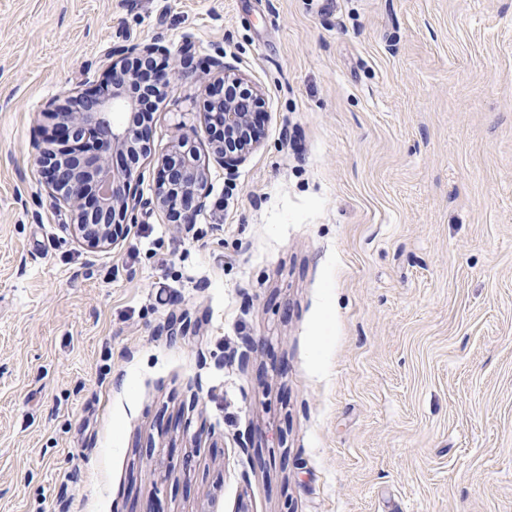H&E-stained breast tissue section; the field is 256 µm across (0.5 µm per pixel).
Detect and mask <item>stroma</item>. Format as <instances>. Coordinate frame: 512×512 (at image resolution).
Masks as SVG:
<instances>
[{
    "label": "stroma",
    "mask_w": 512,
    "mask_h": 512,
    "mask_svg": "<svg viewBox=\"0 0 512 512\" xmlns=\"http://www.w3.org/2000/svg\"><path fill=\"white\" fill-rule=\"evenodd\" d=\"M132 43L223 55L263 140L228 176L172 83L93 250L42 112ZM0 512H512V0H0ZM195 129L182 132L163 156L154 187V204L170 224H194L210 195L208 170L195 146Z\"/></svg>",
    "instance_id": "obj_1"
}]
</instances>
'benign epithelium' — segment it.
Instances as JSON below:
<instances>
[{"mask_svg": "<svg viewBox=\"0 0 512 512\" xmlns=\"http://www.w3.org/2000/svg\"><path fill=\"white\" fill-rule=\"evenodd\" d=\"M168 52L157 44H131L115 52L109 64L111 81L76 96L58 100L47 117L52 122L47 143L76 150L72 160L54 149L38 157L46 186L60 196L74 216L78 235L93 248L111 244L121 222L135 210L137 184L142 177L140 157L148 149V132L114 114L133 112L138 106L135 88H144L140 74L130 67L137 60H152ZM198 70L212 75L207 120L210 129L224 132L212 139L216 160L232 175L261 146L257 115L261 112L259 89L235 73L224 56L194 61L185 56L178 73L185 77ZM196 130L182 132L163 156L154 187V204L169 223L191 225L207 205L208 170L195 146ZM126 156L118 170L112 155Z\"/></svg>", "mask_w": 512, "mask_h": 512, "instance_id": "7a95c632", "label": "benign epithelium"}]
</instances>
